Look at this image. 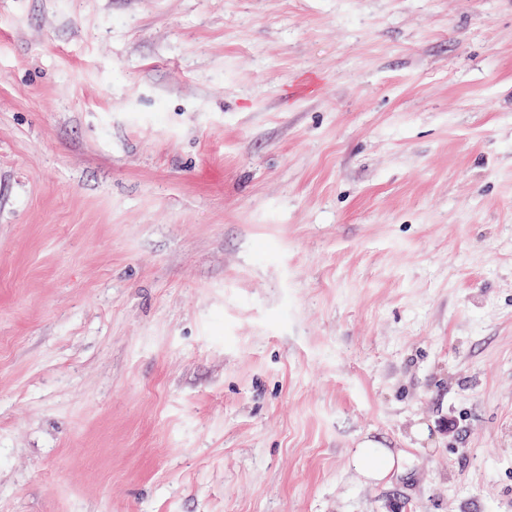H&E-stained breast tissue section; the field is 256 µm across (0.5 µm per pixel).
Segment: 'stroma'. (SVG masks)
Segmentation results:
<instances>
[{"instance_id": "35a3bbf8", "label": "stroma", "mask_w": 512, "mask_h": 512, "mask_svg": "<svg viewBox=\"0 0 512 512\" xmlns=\"http://www.w3.org/2000/svg\"><path fill=\"white\" fill-rule=\"evenodd\" d=\"M0 512H512V0H0ZM375 448L382 447H378V444L373 441H367L359 447L353 457V464L358 467L367 478L374 481H381L388 478L393 473L402 470L400 457L396 460L390 452L385 450V456L380 458L376 454Z\"/></svg>"}]
</instances>
